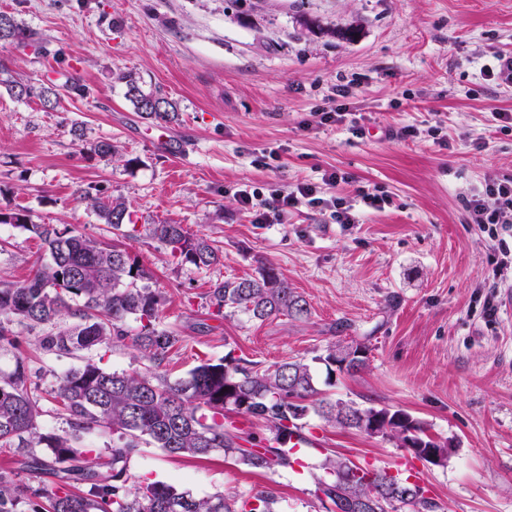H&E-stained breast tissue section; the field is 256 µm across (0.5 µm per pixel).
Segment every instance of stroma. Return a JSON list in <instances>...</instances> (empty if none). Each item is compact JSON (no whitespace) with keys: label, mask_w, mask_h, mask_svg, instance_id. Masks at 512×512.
<instances>
[{"label":"stroma","mask_w":512,"mask_h":512,"mask_svg":"<svg viewBox=\"0 0 512 512\" xmlns=\"http://www.w3.org/2000/svg\"><path fill=\"white\" fill-rule=\"evenodd\" d=\"M0 12L42 41L0 44V204L109 241L111 228L75 191L125 199L136 230L124 244L152 269L161 321L182 338L161 366L169 379L228 352L262 367L305 359L325 395L408 411L453 440L445 466L422 469L437 512H512V267L498 250L512 223L494 239L465 208L487 178H512V132L494 118L512 110V83L483 73L512 52V0H0ZM349 28L356 37L342 38ZM120 71L175 102L176 118L135 112ZM71 77L90 93L54 111L6 88ZM336 101L364 135L320 122ZM104 139L117 157L91 152ZM330 168L345 183L325 184ZM270 184L346 197L361 221L337 224L303 204L253 223L238 192ZM367 185L388 196L384 209L361 205L356 190ZM163 223L215 240L221 263L173 262L150 234ZM47 258L33 233L0 224V282L25 280ZM269 265L304 296L307 317L209 316L213 282ZM13 331L18 344L0 346V371L27 356L48 432L68 428L49 396L68 370L89 360L149 366L128 344L58 357L39 347L47 327ZM351 340L367 346V368L327 378L318 356ZM308 422L319 443L300 472L146 447L130 473L199 497L269 490L278 512H326L312 494L325 456L397 471L395 443Z\"/></svg>","instance_id":"stroma-1"}]
</instances>
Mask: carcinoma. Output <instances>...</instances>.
I'll list each match as a JSON object with an SVG mask.
<instances>
[{"label":"carcinoma","instance_id":"obj_1","mask_svg":"<svg viewBox=\"0 0 512 512\" xmlns=\"http://www.w3.org/2000/svg\"><path fill=\"white\" fill-rule=\"evenodd\" d=\"M0 43H39L37 33L23 27L13 15L0 12ZM117 80L126 85L125 96L135 111L154 121H171L176 105L158 90L146 91L129 73ZM9 91L17 99L36 98L43 108L55 110L61 95L52 83L35 85L13 81ZM79 198L124 237L130 220L120 198L100 196L82 189ZM0 224L24 228L46 245L50 262L39 265L19 283H0V340L16 346L9 325H52L56 330L41 337L39 346L56 356H74L94 347L117 343L129 335L128 320L137 323L134 347L158 368L180 337L160 326L165 298L144 285L152 272L131 256L120 241L107 243L60 232L50 224H36L25 209H0ZM152 235L170 247L180 264L198 268L221 262L223 255L208 237H191L180 224H154ZM210 315H244L264 322L309 313L305 298L288 286L277 270L266 267L257 277L225 279L211 284ZM361 343H334L317 357L327 375L355 374L367 357H350ZM310 364L293 359L256 368L232 353L214 361L203 359L187 376L172 381L152 372L107 371L87 362L60 377L50 392L56 411L69 430L43 431L39 417L42 399L32 384L26 358L15 356L13 369L0 374V448L22 458L32 474L48 472L57 478L52 487L34 488L0 472V512H276L277 498L267 491L250 495L216 493L197 498L164 481L129 485L130 463L141 448L152 445L172 457L206 459L215 454L232 458L252 469L275 471L293 466L290 441L306 429L310 414L325 423L354 429L369 437L396 443L419 461L425 457L407 445H421L448 456V440L427 433L424 423L407 411L364 407L353 400L317 398ZM232 412L264 426L253 433L224 422ZM112 430V446L99 451L82 445L96 430ZM324 475L316 478V498L329 502L332 512H436L418 481L402 479L385 470H370L340 456L327 455L320 463ZM361 474L353 483L341 475ZM374 475L372 483L364 477Z\"/></svg>","mask_w":512,"mask_h":512}]
</instances>
